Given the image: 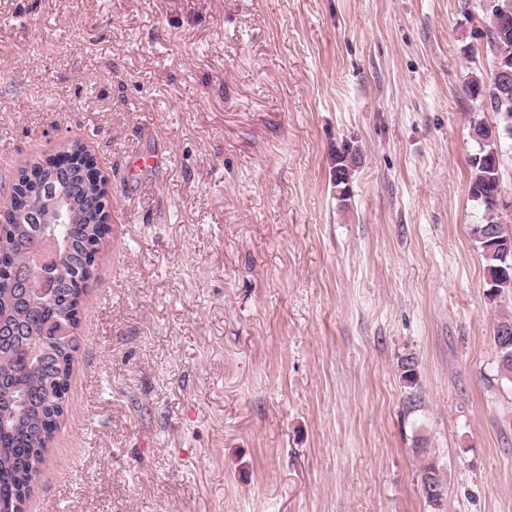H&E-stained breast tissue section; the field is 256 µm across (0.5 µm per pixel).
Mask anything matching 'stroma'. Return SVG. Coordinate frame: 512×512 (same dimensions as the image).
<instances>
[{"instance_id":"obj_1","label":"stroma","mask_w":512,"mask_h":512,"mask_svg":"<svg viewBox=\"0 0 512 512\" xmlns=\"http://www.w3.org/2000/svg\"><path fill=\"white\" fill-rule=\"evenodd\" d=\"M486 29L484 0H0V204L77 138L112 194L24 512H512ZM486 90L483 91V85L477 80L469 86L473 97L482 96L489 101L492 112L501 117V126L493 130L489 125L477 122L471 127V133L476 134L472 137L480 149L470 159L469 193L485 209V222L474 225L472 234L483 251L487 263L488 295L494 298L512 289V231H506L498 215L502 171L500 155L494 152L495 137L503 136V118L512 116V84L510 82L507 87L495 85L492 77ZM356 148L350 143L336 148V165L334 167V185L340 200H346L350 194L351 163Z\"/></svg>"}]
</instances>
